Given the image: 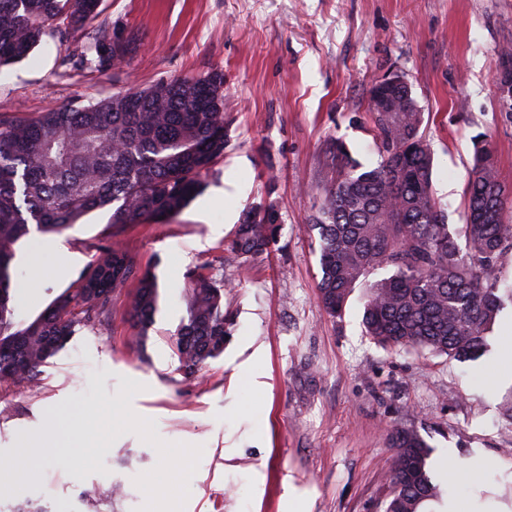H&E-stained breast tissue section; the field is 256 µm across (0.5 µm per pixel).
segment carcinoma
I'll return each instance as SVG.
<instances>
[{"label": "carcinoma", "mask_w": 512, "mask_h": 512, "mask_svg": "<svg viewBox=\"0 0 512 512\" xmlns=\"http://www.w3.org/2000/svg\"><path fill=\"white\" fill-rule=\"evenodd\" d=\"M102 0H0V67L26 58L43 37L89 24ZM136 36L97 33L64 65L106 71L125 59ZM398 111L374 98L378 160L364 166L333 142L336 177L323 188L309 229L317 232V299L341 317L355 289L364 290L363 326L378 345L464 360L486 347L497 316L512 305V193L502 185L487 139H474L465 224L455 229L432 192L433 153L421 112L405 84L376 88ZM224 74L160 81L109 98L76 103L34 118L0 113V384L35 388L39 368L64 348L77 322L95 326L112 294L137 282L127 314L139 345L159 308L155 274L115 245L99 251L79 277L29 324L16 321L14 246L36 225L62 233L87 213L112 207V223L142 224L181 212L202 178L224 156ZM273 204L242 214L224 251L239 262L263 258L281 236ZM465 243H460V238ZM380 270L386 275L372 280ZM187 321L175 337L180 368L195 374L224 352L230 317L224 285L190 273ZM392 493L384 512H436L442 496L428 469L431 448L416 430L391 433Z\"/></svg>", "instance_id": "cac0c4a2"}]
</instances>
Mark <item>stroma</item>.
I'll return each instance as SVG.
<instances>
[{
  "mask_svg": "<svg viewBox=\"0 0 512 512\" xmlns=\"http://www.w3.org/2000/svg\"><path fill=\"white\" fill-rule=\"evenodd\" d=\"M96 23L47 37L0 68V113L32 118L162 80L224 75L229 144L175 218L113 224L89 212L61 234L32 231L15 247L18 321L37 317L101 247L116 243L158 277L160 310L146 347L112 297L101 324L75 326L44 364L39 387L0 386V459L58 429L23 484L0 478V512H381L391 493L394 429L417 430L443 498L462 512H512V312L496 352L476 362L391 350L362 327L352 296L342 317L317 300L308 224L342 140L375 162L372 84L403 74L434 152L433 191L462 224L475 136L492 144L512 188V112L494 88L499 49L512 44V0H103ZM135 32L117 68L65 70L98 27ZM275 204L284 221L268 257L226 258L248 209ZM230 283L231 334L219 357L184 375L174 337L187 318L186 276ZM100 435L85 461L82 441ZM168 449L190 453L178 488L152 492ZM465 468L452 478L449 463ZM123 484L122 499H110ZM96 490V501L85 499Z\"/></svg>",
  "mask_w": 512,
  "mask_h": 512,
  "instance_id": "obj_1",
  "label": "stroma"
}]
</instances>
